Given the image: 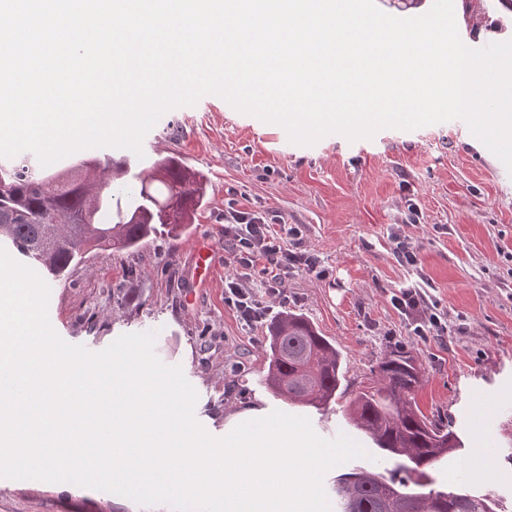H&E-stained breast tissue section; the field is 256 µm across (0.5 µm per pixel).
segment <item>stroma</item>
<instances>
[{
	"label": "stroma",
	"mask_w": 512,
	"mask_h": 512,
	"mask_svg": "<svg viewBox=\"0 0 512 512\" xmlns=\"http://www.w3.org/2000/svg\"><path fill=\"white\" fill-rule=\"evenodd\" d=\"M147 159L176 156L206 178L207 197L183 236H159L134 252L97 251L62 279L48 278V318L68 343L99 352L119 336L155 333L154 351L181 365L198 394L196 420L215 437L224 414L256 397L310 420L332 440L344 435L371 449L348 420L347 403L371 381L376 358L402 347L424 371L416 403L447 418L461 443L425 470L430 488L449 477L491 494L512 512V173L454 119L413 131L383 129L348 141L339 134L311 146L284 128L238 112L223 98L168 111L150 130ZM269 211L300 225L303 247L330 277L292 275L288 310L334 341L346 363L344 392L317 410L284 404L262 385L268 327L243 328L224 304V201ZM415 248L401 265L395 237ZM215 252L198 283L194 242ZM422 278L448 315V333L421 340L391 303ZM0 512H173L141 506L70 482L0 477Z\"/></svg>",
	"instance_id": "obj_1"
}]
</instances>
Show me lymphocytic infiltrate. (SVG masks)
I'll return each instance as SVG.
<instances>
[{"label":"lymphocytic infiltrate","mask_w":512,"mask_h":512,"mask_svg":"<svg viewBox=\"0 0 512 512\" xmlns=\"http://www.w3.org/2000/svg\"><path fill=\"white\" fill-rule=\"evenodd\" d=\"M301 235L299 225L282 223L278 215L244 211L232 200L225 205L224 252L231 273L224 283V303L243 326L261 325L271 303L287 304L285 285L297 270L328 277V270L320 268L314 255L302 250ZM392 303L412 318L415 336L426 339L447 332L448 323L423 283L400 288Z\"/></svg>","instance_id":"f902f5d3"}]
</instances>
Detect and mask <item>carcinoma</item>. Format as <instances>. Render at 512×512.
<instances>
[{
	"label": "carcinoma",
	"mask_w": 512,
	"mask_h": 512,
	"mask_svg": "<svg viewBox=\"0 0 512 512\" xmlns=\"http://www.w3.org/2000/svg\"><path fill=\"white\" fill-rule=\"evenodd\" d=\"M102 184L95 193L72 186V170L43 167L22 152L0 160V245L7 244L55 277L96 249L136 250L150 237L182 235L205 203L204 176L173 159L132 174L124 206L111 209L110 179L128 175L126 159L105 154L95 162ZM267 373L273 394L316 409L336 398L345 380L342 356L304 317L281 313L268 329ZM373 385L360 391L350 420L394 464L389 476L356 469L336 477V512H495L489 496L463 489L416 492L423 468L451 455L458 437L443 419H430L415 395L422 384L414 359L397 348L371 366Z\"/></svg>",
	"instance_id": "1"
}]
</instances>
